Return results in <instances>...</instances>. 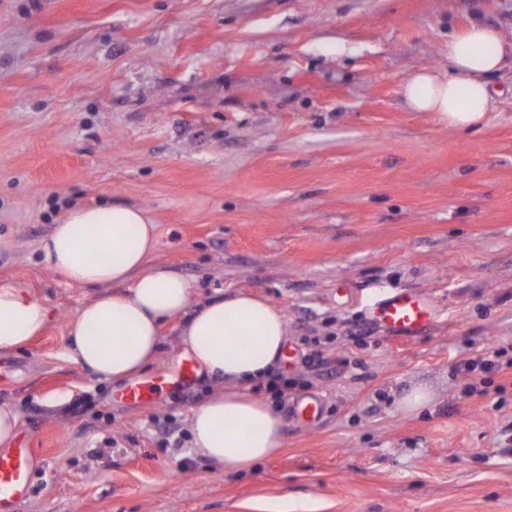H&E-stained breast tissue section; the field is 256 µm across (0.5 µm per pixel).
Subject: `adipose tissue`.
Returning a JSON list of instances; mask_svg holds the SVG:
<instances>
[{"instance_id": "1", "label": "adipose tissue", "mask_w": 512, "mask_h": 512, "mask_svg": "<svg viewBox=\"0 0 512 512\" xmlns=\"http://www.w3.org/2000/svg\"><path fill=\"white\" fill-rule=\"evenodd\" d=\"M512 41L480 23L448 40V67L421 68L403 85L410 110L431 112L467 130L499 109L489 82ZM155 225L143 208L108 204L69 209L40 244L47 267L73 287L95 289L67 322V356L98 380L121 382L155 362L164 320L184 316L185 353L225 386L190 413L193 450L228 471H242L283 446V421L251 384L269 381L288 342L285 314L247 292L218 294L195 305L196 283L152 262ZM46 303L18 283L0 279V353L26 348L49 325Z\"/></svg>"}]
</instances>
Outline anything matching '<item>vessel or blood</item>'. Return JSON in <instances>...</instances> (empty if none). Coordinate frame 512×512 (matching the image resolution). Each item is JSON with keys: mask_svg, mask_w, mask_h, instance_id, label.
<instances>
[{"mask_svg": "<svg viewBox=\"0 0 512 512\" xmlns=\"http://www.w3.org/2000/svg\"><path fill=\"white\" fill-rule=\"evenodd\" d=\"M373 318L391 334L416 337L432 323L428 300L412 290L385 298L372 309ZM323 397L311 393L288 404L290 415L304 427L316 425L323 415ZM34 459L33 449L18 446L0 452V512H12L14 502L24 495Z\"/></svg>", "mask_w": 512, "mask_h": 512, "instance_id": "obj_1", "label": "vessel or blood"}]
</instances>
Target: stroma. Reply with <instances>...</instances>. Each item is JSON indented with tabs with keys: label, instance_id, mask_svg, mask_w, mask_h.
<instances>
[{
	"label": "stroma",
	"instance_id": "obj_1",
	"mask_svg": "<svg viewBox=\"0 0 512 512\" xmlns=\"http://www.w3.org/2000/svg\"><path fill=\"white\" fill-rule=\"evenodd\" d=\"M475 22L512 39V0H0V277L51 309L0 355V402L35 452L14 512H512V370H456L512 356V60L483 126L403 98ZM114 201L146 210L154 261L199 282L194 302L242 290L285 313L277 455L227 471L191 450L189 412L217 382L175 387L180 319L142 374L149 402L66 358L93 292L40 242L70 206ZM403 289L431 298L426 335L370 316ZM415 388L427 405L402 408ZM313 392L321 422L289 421ZM504 351H494L487 358L479 357L477 359L463 360L458 367V371L471 373L476 371L478 368L482 373H494L500 372L506 367L512 368V360H507L505 363L499 361Z\"/></svg>",
	"mask_w": 512,
	"mask_h": 512
}]
</instances>
